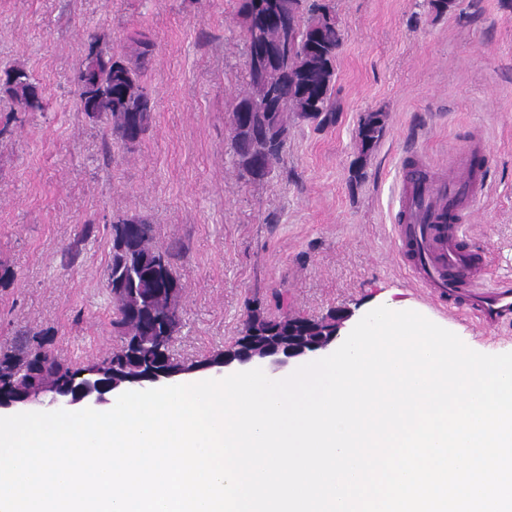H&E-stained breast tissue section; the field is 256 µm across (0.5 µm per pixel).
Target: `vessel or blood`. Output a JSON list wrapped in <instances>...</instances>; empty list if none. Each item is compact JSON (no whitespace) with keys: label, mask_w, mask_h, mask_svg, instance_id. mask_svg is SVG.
Here are the masks:
<instances>
[{"label":"vessel or blood","mask_w":512,"mask_h":512,"mask_svg":"<svg viewBox=\"0 0 512 512\" xmlns=\"http://www.w3.org/2000/svg\"><path fill=\"white\" fill-rule=\"evenodd\" d=\"M482 169L462 160L457 176L423 185L402 180L394 226L402 255L422 287L439 296H464L467 315L490 326L512 315V288L484 287L485 269L459 247L464 222L483 193ZM450 223H442L444 214Z\"/></svg>","instance_id":"1"}]
</instances>
